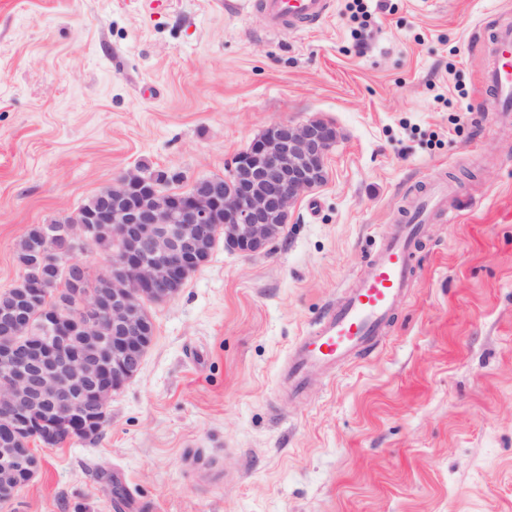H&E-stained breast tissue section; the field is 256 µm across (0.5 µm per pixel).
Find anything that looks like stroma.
I'll return each mask as SVG.
<instances>
[{
	"mask_svg": "<svg viewBox=\"0 0 512 512\" xmlns=\"http://www.w3.org/2000/svg\"><path fill=\"white\" fill-rule=\"evenodd\" d=\"M347 0L281 37L213 0H0V293L19 240L134 169L225 176L281 121L339 137L281 236L216 241L113 394L99 435L34 445L0 512H512V121L482 35L512 0H387L358 50ZM406 299L375 353L295 394L290 350L430 184Z\"/></svg>",
	"mask_w": 512,
	"mask_h": 512,
	"instance_id": "35a3bbf8",
	"label": "stroma"
}]
</instances>
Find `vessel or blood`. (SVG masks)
<instances>
[{"label":"vessel or blood","instance_id":"1","mask_svg":"<svg viewBox=\"0 0 512 512\" xmlns=\"http://www.w3.org/2000/svg\"><path fill=\"white\" fill-rule=\"evenodd\" d=\"M255 7L267 30L281 34L327 20L332 0H256ZM489 51L483 82L494 111L506 117L512 115V28L496 30L489 38ZM437 217H454L443 184L413 203L410 223L380 239L341 301L290 352L287 372L294 392H303L313 373L375 350L378 336L407 293L413 247L422 226Z\"/></svg>","mask_w":512,"mask_h":512}]
</instances>
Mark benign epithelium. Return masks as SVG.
Instances as JSON below:
<instances>
[{"label": "benign epithelium", "instance_id": "benign-epithelium-1", "mask_svg": "<svg viewBox=\"0 0 512 512\" xmlns=\"http://www.w3.org/2000/svg\"><path fill=\"white\" fill-rule=\"evenodd\" d=\"M337 140L336 127L327 122L282 121L234 158L225 183L172 192L130 170L102 189L106 206L77 224L83 240L113 234L112 290L82 291L86 268L68 261L78 308L45 312L44 346L20 348L17 343L30 332L25 303L50 288L38 270L29 273L24 305L0 315V423L12 433L35 428L47 441L84 436L90 416L105 423L97 414L135 376L153 343L146 305L177 297L200 266L210 225L223 222L219 231L229 250H264L288 223L293 204L326 182Z\"/></svg>", "mask_w": 512, "mask_h": 512}]
</instances>
